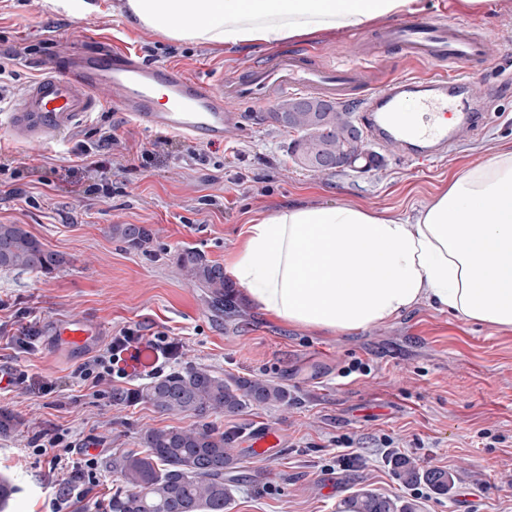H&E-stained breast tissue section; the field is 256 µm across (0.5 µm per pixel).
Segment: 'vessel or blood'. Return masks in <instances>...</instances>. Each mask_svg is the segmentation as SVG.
Wrapping results in <instances>:
<instances>
[{"label": "vessel or blood", "instance_id": "1", "mask_svg": "<svg viewBox=\"0 0 512 512\" xmlns=\"http://www.w3.org/2000/svg\"><path fill=\"white\" fill-rule=\"evenodd\" d=\"M383 42L409 58L434 62L428 78L402 76L381 87L367 83L362 47L345 64H323L300 50L269 55L261 63L236 70L230 77L190 78L175 64H149L129 52L107 48L78 51L49 59L41 75L10 105L6 123L11 134L32 144L61 138L81 117L109 105L142 128H160L196 142H220L236 130L237 106L261 111L288 93H314L343 101L362 94L363 124L370 141L406 153L418 168L433 164L449 142L480 129L488 120V86L473 82L476 71L493 58L496 34L447 19L412 16L382 33ZM109 88L110 97L100 95ZM167 92L157 107L156 89ZM456 103L461 112L454 127L435 120L436 112ZM59 345L80 352L99 333L88 323L53 321Z\"/></svg>", "mask_w": 512, "mask_h": 512}]
</instances>
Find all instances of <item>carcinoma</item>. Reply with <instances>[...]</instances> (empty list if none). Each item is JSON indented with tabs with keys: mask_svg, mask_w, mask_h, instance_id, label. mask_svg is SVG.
I'll return each instance as SVG.
<instances>
[{
	"mask_svg": "<svg viewBox=\"0 0 512 512\" xmlns=\"http://www.w3.org/2000/svg\"><path fill=\"white\" fill-rule=\"evenodd\" d=\"M288 107L283 100L279 111L269 118L292 139L291 155L306 166L305 160L321 153L340 163L356 154L352 139L353 113L332 102L324 112H292L286 119L280 113ZM111 232L131 250H147L153 243V230L138 224H115ZM67 263L66 258L45 247L20 224H0V268L50 275ZM180 268L193 283L206 288L212 308L232 314L231 295L224 267L210 262L195 250L178 257ZM113 402L141 400L172 416H193L198 425L148 429L141 452L114 457L110 467L121 486L108 503V512H228L234 499V479L229 473L239 459L232 442L207 418L236 415L255 405H286L288 392L280 385L261 379L219 376L204 369L174 370L156 377L141 390L130 393L115 389ZM397 479L407 486L428 485L445 495L454 484L443 469L422 470L405 456L392 460ZM413 502H400L370 489H362L343 501L341 512H417Z\"/></svg>",
	"mask_w": 512,
	"mask_h": 512,
	"instance_id": "obj_1",
	"label": "carcinoma"
}]
</instances>
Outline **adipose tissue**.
<instances>
[{
    "instance_id": "obj_1",
    "label": "adipose tissue",
    "mask_w": 512,
    "mask_h": 512,
    "mask_svg": "<svg viewBox=\"0 0 512 512\" xmlns=\"http://www.w3.org/2000/svg\"><path fill=\"white\" fill-rule=\"evenodd\" d=\"M424 0H125L132 27L213 48L319 40L424 11ZM224 268L251 304L327 336L417 307L512 331V149L449 175L409 216L286 202L251 219Z\"/></svg>"
}]
</instances>
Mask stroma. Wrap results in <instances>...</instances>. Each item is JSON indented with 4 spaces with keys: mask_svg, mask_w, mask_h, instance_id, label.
<instances>
[{
    "mask_svg": "<svg viewBox=\"0 0 512 512\" xmlns=\"http://www.w3.org/2000/svg\"><path fill=\"white\" fill-rule=\"evenodd\" d=\"M121 4L0 0V53L30 49L11 67V93L37 77L42 61L103 43L149 63L180 65L199 79L259 63L270 52L264 45L224 50L171 42L131 27ZM424 14L495 30L501 44L496 67L475 74L500 89L486 126L423 171L379 148V165L371 170L310 172L291 161L289 135L256 116L214 145L138 127L103 107L63 138L35 146L12 137L0 112V224L23 225L67 259L50 275L0 270V297L7 301L0 308V365L16 377L13 387L0 390V408L18 420L15 432L0 434V473L19 488L7 512H46L62 495L66 475L38 454L40 437L60 436L99 458L92 493L61 505V512H106L120 485L110 458L141 451L146 429L195 425L193 417L167 415L143 402L113 404V388L137 390L150 381L134 360L124 362L126 379L94 389L74 378L75 368L123 327L139 330L142 350L155 335L176 338L181 348L171 369L231 373L288 390V405L213 419L236 435L240 468L230 512H339L359 489L416 502L420 512H512V332L421 306L353 336H324L244 303L236 287L231 297L238 316H221L177 262L179 253L193 249L223 263L255 213L308 194L323 203L409 212L437 195L463 164L512 147V0H490L478 13L460 9L457 0H428ZM379 31L374 25L287 47L346 62L353 43L373 40ZM373 64L382 80L424 77L435 69L392 47L378 48ZM105 132L116 140L108 153L99 149ZM81 146L110 165L107 189H96L95 173L75 162ZM114 224L147 225L154 242L144 252L127 249L110 233ZM71 318L100 329L99 342L79 354L57 350L46 326ZM354 362L363 371L343 376ZM50 382L55 393L43 394ZM260 426L280 441L275 458L256 459L248 451ZM341 441L354 454L344 465L336 460ZM394 455L423 469L447 470L454 476L451 491L441 496L423 484L403 486L391 471Z\"/></svg>",
    "mask_w": 512,
    "mask_h": 512,
    "instance_id": "35a3bbf8",
    "label": "stroma"
}]
</instances>
